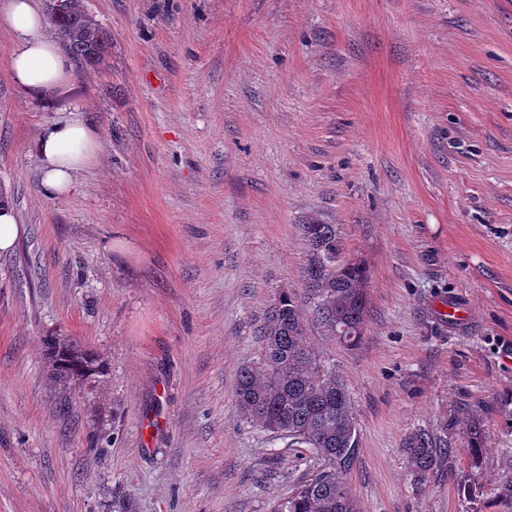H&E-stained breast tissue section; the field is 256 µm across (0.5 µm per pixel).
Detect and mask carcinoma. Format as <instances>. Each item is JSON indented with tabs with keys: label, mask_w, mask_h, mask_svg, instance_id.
<instances>
[{
	"label": "carcinoma",
	"mask_w": 512,
	"mask_h": 512,
	"mask_svg": "<svg viewBox=\"0 0 512 512\" xmlns=\"http://www.w3.org/2000/svg\"><path fill=\"white\" fill-rule=\"evenodd\" d=\"M48 20L78 69H95L104 62L112 38L87 11L84 0H67L65 12L51 13ZM301 232L307 244L304 298L331 334L354 346L362 339L368 314V268L342 257L336 225L313 221L301 225ZM305 315L293 291L279 293L259 329L261 358L238 370L236 400L246 420L288 447L311 449L319 461L275 512H355L342 475L358 459L357 421L345 385L335 371L321 364L307 342ZM45 343L56 380L85 381L99 372L94 354L67 337L48 336ZM464 434L470 471L448 476L471 489L475 487L472 476L481 468L487 447L483 420L470 416ZM403 447L418 484L455 453L446 427L419 429L406 437Z\"/></svg>",
	"instance_id": "carcinoma-1"
}]
</instances>
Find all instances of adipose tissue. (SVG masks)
<instances>
[{
  "instance_id": "1",
  "label": "adipose tissue",
  "mask_w": 512,
  "mask_h": 512,
  "mask_svg": "<svg viewBox=\"0 0 512 512\" xmlns=\"http://www.w3.org/2000/svg\"><path fill=\"white\" fill-rule=\"evenodd\" d=\"M0 28L15 38L9 63L15 87L31 102L53 104L70 80V63L49 33L38 0H0ZM98 146L97 130L79 111H60L43 125L32 146L43 196L76 192L77 174L93 162Z\"/></svg>"
}]
</instances>
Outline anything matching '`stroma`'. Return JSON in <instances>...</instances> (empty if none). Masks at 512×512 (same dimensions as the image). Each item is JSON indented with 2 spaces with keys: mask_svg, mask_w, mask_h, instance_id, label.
<instances>
[{
  "mask_svg": "<svg viewBox=\"0 0 512 512\" xmlns=\"http://www.w3.org/2000/svg\"><path fill=\"white\" fill-rule=\"evenodd\" d=\"M105 63L61 103L97 128L76 194L31 152L53 108L0 30V512H272L313 464L246 422L236 373L300 290L301 224L369 270L361 342L306 337L358 423V512H512V0H84ZM463 308L455 322L448 302ZM66 336L102 367L56 381ZM489 436L477 492L463 418ZM447 423L448 469L404 452ZM21 233V224L13 206L8 202L0 204V251L12 250Z\"/></svg>",
  "mask_w": 512,
  "mask_h": 512,
  "instance_id": "obj_1",
  "label": "stroma"
}]
</instances>
